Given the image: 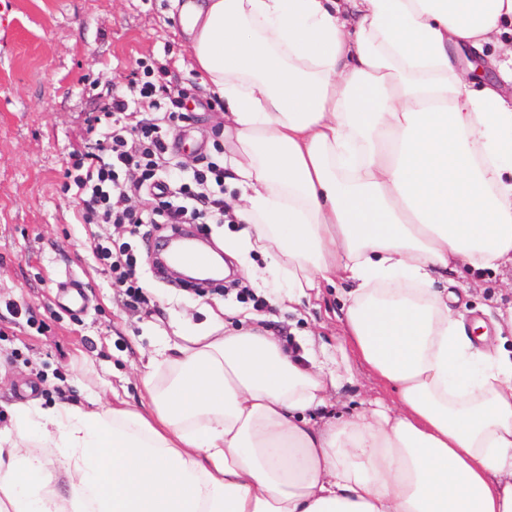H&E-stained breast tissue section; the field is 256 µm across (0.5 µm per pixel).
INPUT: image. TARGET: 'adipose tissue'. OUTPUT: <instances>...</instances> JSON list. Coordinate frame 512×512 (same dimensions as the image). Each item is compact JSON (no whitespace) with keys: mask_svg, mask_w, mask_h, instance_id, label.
I'll return each instance as SVG.
<instances>
[{"mask_svg":"<svg viewBox=\"0 0 512 512\" xmlns=\"http://www.w3.org/2000/svg\"><path fill=\"white\" fill-rule=\"evenodd\" d=\"M181 15L224 104L237 253L269 258L289 301L347 281L345 334L394 404L317 424L336 372L258 329L186 331L149 354L147 409L14 405L5 512H512V356L485 362L435 287L459 265H512V103L459 65L467 51L512 78L496 53L512 0Z\"/></svg>","mask_w":512,"mask_h":512,"instance_id":"ef3b65f1","label":"adipose tissue"}]
</instances>
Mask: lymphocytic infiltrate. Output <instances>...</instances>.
<instances>
[{"label":"lymphocytic infiltrate","instance_id":"lymphocytic-infiltrate-1","mask_svg":"<svg viewBox=\"0 0 512 512\" xmlns=\"http://www.w3.org/2000/svg\"><path fill=\"white\" fill-rule=\"evenodd\" d=\"M183 106L182 96L165 92L162 75L143 67L127 89H117L84 120V132L68 154L65 176L73 189L82 224L150 225L153 232L180 224L224 221V163L209 159L176 175L171 162V125ZM157 113V121L129 126L133 114ZM149 195L152 209L132 206ZM92 253L122 292L127 305H144L137 273L138 257L130 244L95 240Z\"/></svg>","mask_w":512,"mask_h":512}]
</instances>
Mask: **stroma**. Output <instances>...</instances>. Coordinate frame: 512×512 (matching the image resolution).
Masks as SVG:
<instances>
[{
  "mask_svg": "<svg viewBox=\"0 0 512 512\" xmlns=\"http://www.w3.org/2000/svg\"><path fill=\"white\" fill-rule=\"evenodd\" d=\"M0 17V428L12 426V405L70 402L88 406L111 382L131 407L143 400L141 373L155 338L175 337L183 319L226 328L247 326L249 288L268 309L263 324L290 351L312 350L343 378L330 410L346 414L391 389L355 354L343 331L344 283L324 285L294 302H280V284L260 281L268 261L246 263L225 253L232 275L224 292L198 298L173 275L157 277L141 257L148 311L135 310L98 267L92 234L130 241L128 228L77 223V203L64 189L65 158L84 119L112 90L125 87L138 61L168 68L169 90L186 96V117L172 133L173 156L185 166L216 156L222 118L201 85L180 16L169 0H11ZM81 279L86 307L71 312L56 295L66 275ZM459 310L471 336L488 332L491 353L512 352V330L499 329L512 309V269L457 274Z\"/></svg>",
  "mask_w": 512,
  "mask_h": 512,
  "instance_id": "obj_1",
  "label": "stroma"
}]
</instances>
